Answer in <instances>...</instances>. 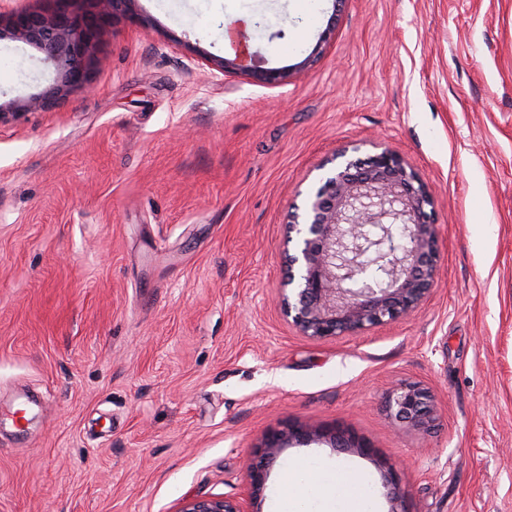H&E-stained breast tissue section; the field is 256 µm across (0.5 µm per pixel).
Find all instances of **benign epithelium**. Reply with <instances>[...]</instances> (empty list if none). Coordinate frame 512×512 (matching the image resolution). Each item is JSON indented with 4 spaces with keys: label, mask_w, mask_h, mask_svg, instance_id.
Masks as SVG:
<instances>
[{
    "label": "benign epithelium",
    "mask_w": 512,
    "mask_h": 512,
    "mask_svg": "<svg viewBox=\"0 0 512 512\" xmlns=\"http://www.w3.org/2000/svg\"><path fill=\"white\" fill-rule=\"evenodd\" d=\"M135 0H50L45 11L18 12L0 20V39L21 40L56 69L54 82L14 111L0 108V124L19 121L31 110H49L92 80L100 59L102 31L132 16ZM431 195L404 161L384 149L365 159H347L322 179L304 215H288L285 256L286 315L303 334L323 339L358 335L410 315L434 287L438 275V230L428 208ZM398 423L427 430L435 421L432 395L417 384L388 398ZM297 441L368 455L363 442L341 432L311 427L269 434L261 454L246 464L253 493L263 492L270 466ZM387 498L400 501L391 471L383 474ZM177 512H245L226 496L188 499Z\"/></svg>",
    "instance_id": "obj_1"
}]
</instances>
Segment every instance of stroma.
<instances>
[{
	"mask_svg": "<svg viewBox=\"0 0 512 512\" xmlns=\"http://www.w3.org/2000/svg\"><path fill=\"white\" fill-rule=\"evenodd\" d=\"M92 84L0 125V512H177L249 504L265 436L322 424L361 456L292 443L351 471L388 512H512V0H135ZM244 62L210 70L226 24ZM0 39V104L51 83ZM399 155L425 182L439 277L408 317L316 339L283 312L288 214L340 150ZM432 398L423 431L386 409ZM31 399L24 432L10 422ZM390 416L398 423L427 430L435 421L432 396L417 384H405L388 398ZM177 512H246L239 501L226 496L185 500Z\"/></svg>",
	"mask_w": 512,
	"mask_h": 512,
	"instance_id": "stroma-1",
	"label": "stroma"
}]
</instances>
